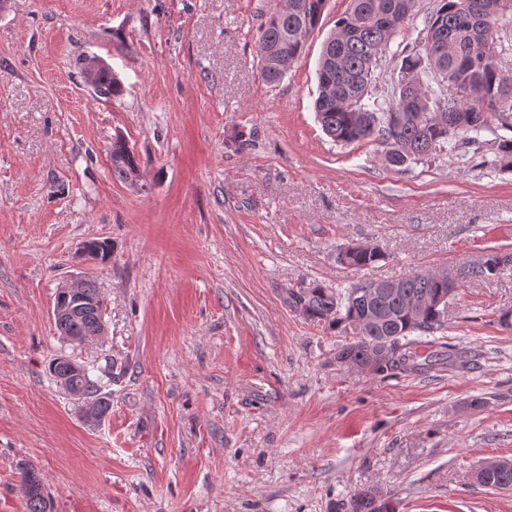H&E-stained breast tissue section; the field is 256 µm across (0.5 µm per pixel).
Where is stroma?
<instances>
[{"label": "stroma", "instance_id": "35a3bbf8", "mask_svg": "<svg viewBox=\"0 0 512 512\" xmlns=\"http://www.w3.org/2000/svg\"><path fill=\"white\" fill-rule=\"evenodd\" d=\"M284 0H0V512H26L37 467L55 512H336L357 488L398 512H512L480 486L512 460V269L461 279L448 327L409 336L413 370L339 366L345 333L289 308V289L347 290L512 252V168L494 145L399 170L335 145L315 117L322 46L349 0H327L275 85L255 36ZM95 53L124 91L93 101ZM124 137L139 185L112 173ZM92 238L112 261L77 256ZM372 244V267L336 261ZM95 276L103 334L60 336L57 289ZM462 351L466 369L448 363ZM91 366L112 410L47 371Z\"/></svg>", "mask_w": 512, "mask_h": 512}]
</instances>
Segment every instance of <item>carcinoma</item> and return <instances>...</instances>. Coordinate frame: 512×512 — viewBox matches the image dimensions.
<instances>
[{
  "label": "carcinoma",
  "instance_id": "obj_1",
  "mask_svg": "<svg viewBox=\"0 0 512 512\" xmlns=\"http://www.w3.org/2000/svg\"><path fill=\"white\" fill-rule=\"evenodd\" d=\"M327 0H288V6L269 16L257 33V53L262 78L280 82L288 68L301 57L309 35L318 28ZM417 0H350L348 11L338 18L324 43L317 69L316 118L323 133L339 146L375 144L388 165L403 167L426 161L445 151L448 143L462 135L471 145H480L483 134L495 135L497 162L512 159V70L501 57L512 51V0H434L416 39L400 51L398 80L385 99L372 89L382 74L390 43L414 14ZM81 74L95 71L94 99L107 102L124 90L112 67L98 55L76 60ZM429 76L442 89L434 95ZM112 171L124 182L136 183L140 162L128 142L118 137L110 149ZM84 261L94 266L111 262L112 246L106 239L83 244ZM384 258L377 247L364 251L345 249L340 263L366 268ZM512 266V254L492 251L467 274L484 280L497 278ZM380 287L379 281L360 283L341 294L317 286L288 290V307L305 319L326 322L352 336L341 345L336 360L363 365L380 347L392 340V355L385 371L405 369L410 356L400 352V340L415 332L435 333L446 328L444 305L459 282L448 284L438 272L417 271L398 280V287L365 295ZM86 305L54 321L57 331L70 339L95 336L104 318V300L96 281L87 276L80 288ZM72 359L52 360L49 372L68 393L91 400L100 417L112 408L90 375L71 369ZM475 481L493 489L512 490V462L483 464ZM26 512H54L53 502L38 470L22 469ZM340 512H396V505L375 488L355 490L339 506Z\"/></svg>",
  "mask_w": 512,
  "mask_h": 512
}]
</instances>
